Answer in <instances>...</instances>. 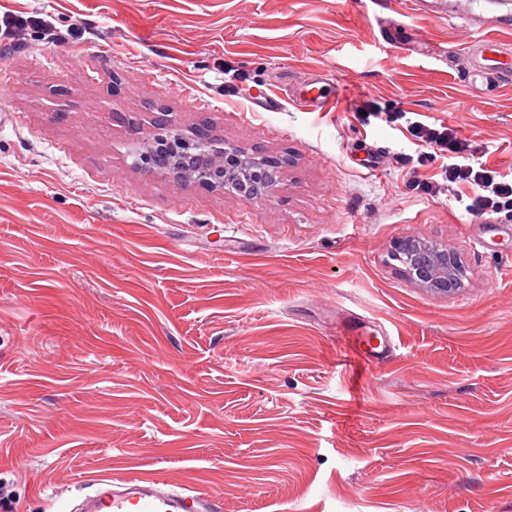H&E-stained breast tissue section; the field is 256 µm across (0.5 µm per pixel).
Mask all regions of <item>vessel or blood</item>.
I'll return each mask as SVG.
<instances>
[{"mask_svg":"<svg viewBox=\"0 0 512 512\" xmlns=\"http://www.w3.org/2000/svg\"><path fill=\"white\" fill-rule=\"evenodd\" d=\"M444 14L449 22L474 33L472 50L484 77L498 81L512 79V63L502 60L505 47L484 36V25L474 14L459 9L455 0H450ZM348 336V352L361 365H370L368 349L372 346L379 348L383 358L395 355L387 338L376 339L365 334L363 324H351ZM77 500L70 512H224L223 494L192 490L162 476L120 480L102 477L96 479L92 492L78 495Z\"/></svg>","mask_w":512,"mask_h":512,"instance_id":"b4317fda","label":"vessel or blood"}]
</instances>
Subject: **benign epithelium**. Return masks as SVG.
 <instances>
[{"label": "benign epithelium", "instance_id": "7a95c632", "mask_svg": "<svg viewBox=\"0 0 512 512\" xmlns=\"http://www.w3.org/2000/svg\"><path fill=\"white\" fill-rule=\"evenodd\" d=\"M142 165L180 183H199L213 189H237L247 199L271 196L280 178L282 162L257 158L236 147H220L216 139L199 131L188 139L172 129L155 136L139 153ZM392 258L405 275L421 288L440 294L461 286V266L455 251L417 237L398 242Z\"/></svg>", "mask_w": 512, "mask_h": 512}]
</instances>
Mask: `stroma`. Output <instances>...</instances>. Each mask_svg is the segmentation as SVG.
Listing matches in <instances>:
<instances>
[{"label":"stroma","instance_id":"stroma-1","mask_svg":"<svg viewBox=\"0 0 512 512\" xmlns=\"http://www.w3.org/2000/svg\"><path fill=\"white\" fill-rule=\"evenodd\" d=\"M0 480L60 512L99 476L224 512H512V217L465 216L407 123L512 176V83L417 0H0ZM330 73L332 102L297 93ZM167 113L283 160L273 196L137 154ZM426 180L435 196L412 181ZM453 249L438 295L392 260ZM357 318L397 348L364 371ZM391 255L403 266L405 275L420 288L449 295L461 286V266L454 250L408 237L394 246Z\"/></svg>","mask_w":512,"mask_h":512}]
</instances>
